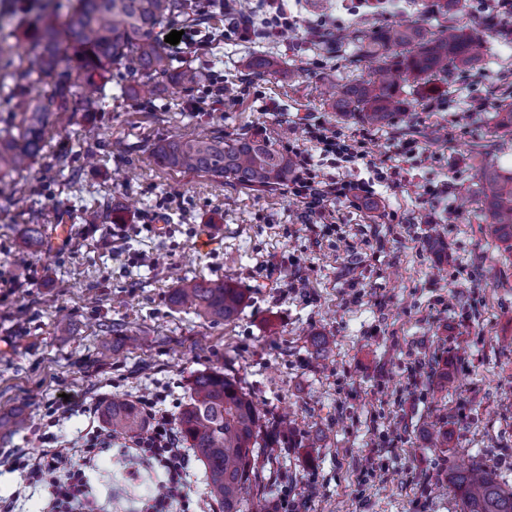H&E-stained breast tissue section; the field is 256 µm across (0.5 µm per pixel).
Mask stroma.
Wrapping results in <instances>:
<instances>
[{
  "instance_id": "1",
  "label": "stroma",
  "mask_w": 512,
  "mask_h": 512,
  "mask_svg": "<svg viewBox=\"0 0 512 512\" xmlns=\"http://www.w3.org/2000/svg\"><path fill=\"white\" fill-rule=\"evenodd\" d=\"M44 0H0V29L21 54ZM437 0H292L307 21L273 38L240 41L219 7L210 22L185 28L170 46L212 81L239 92L214 101L208 87L172 90L149 105L120 98L79 112L68 133L15 175L19 198L0 212V417L24 413L18 430H0V448L39 454L43 435L83 445L98 427L90 407L119 395L161 394L177 413L193 377L232 374L265 417L290 413L294 430L280 454L269 512H460L448 471L461 462L496 466L512 484V253L487 238L472 197L482 160L473 147L495 137V109L512 91V36L489 33L474 70L453 84H409L405 114L382 130L338 116L321 93L366 77L370 64L348 33L423 21L443 25ZM278 59V73L246 70L247 58ZM367 134L381 160L405 139L417 155L399 186L373 207L336 208V228L305 227L302 203L287 189L256 192L224 180L158 168L155 143L205 131L257 133L282 147L310 124ZM95 125L98 141L78 143ZM79 168L70 183L55 157ZM102 223H85L91 209ZM397 220H390V213ZM69 235L56 240L60 222ZM39 225L43 244L26 248ZM230 279L247 294L238 317L213 323L171 306L178 281ZM70 328L60 331V315ZM120 324L128 343L105 332ZM334 342L327 364L310 342ZM448 387H441V378ZM71 413L54 427L46 414L62 398ZM448 433L433 447L431 424ZM130 439L114 442L88 470L102 512H136L163 478L132 464ZM0 500L14 512H44V493L23 487L0 459Z\"/></svg>"
}]
</instances>
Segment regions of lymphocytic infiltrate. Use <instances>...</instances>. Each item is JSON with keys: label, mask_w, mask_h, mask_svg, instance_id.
Here are the masks:
<instances>
[{"label": "lymphocytic infiltrate", "mask_w": 512, "mask_h": 512, "mask_svg": "<svg viewBox=\"0 0 512 512\" xmlns=\"http://www.w3.org/2000/svg\"><path fill=\"white\" fill-rule=\"evenodd\" d=\"M256 11V16L232 19L229 32L246 41L259 28L265 33L275 34L304 23L303 18L289 13L288 0H257ZM305 134L318 150L319 159H326L335 168H354L367 157L361 140L346 136L334 126L323 123L311 125ZM287 152L294 161L288 189L303 203L302 221L306 224L328 223L336 204L357 206L376 199V184L397 182L401 171L399 163L382 160L371 163V178L335 179L325 175L317 164L318 159H312L298 143H290ZM141 406L151 428L136 440V459L159 464L165 472L161 491L149 498L145 512H169L175 503L185 510L189 506L186 492L189 455L180 445L169 412L159 407L157 399H143ZM111 442V433L97 429L81 448L52 447L35 457L20 451L10 452V466L27 483L43 487L47 512H89L92 489L85 466Z\"/></svg>", "instance_id": "1"}]
</instances>
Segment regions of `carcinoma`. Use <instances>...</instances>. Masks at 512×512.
<instances>
[{
    "label": "carcinoma",
    "mask_w": 512,
    "mask_h": 512,
    "mask_svg": "<svg viewBox=\"0 0 512 512\" xmlns=\"http://www.w3.org/2000/svg\"><path fill=\"white\" fill-rule=\"evenodd\" d=\"M45 8L19 62H0V73L27 89L13 104L19 124L0 128V211L14 204L4 178L30 167L46 146L51 128L63 131L77 100L80 111L99 110L100 84L112 71H124L121 93L137 103L152 101L168 82L196 88L208 74L189 61L175 62L158 29L167 24L195 26L209 17L197 13L193 0H68ZM361 56L378 63L376 76L346 85L335 95L338 111L362 123L384 127L409 105L402 97L408 78L431 83L448 81L457 69L475 66L483 57L487 31L453 23L434 32L420 23L399 25L353 36ZM272 56H253L246 67L257 76L277 70ZM50 87L43 101L39 90ZM497 126L512 136V103L499 102ZM160 169L202 174L246 189L273 190L288 183L292 161L256 136H173L152 151ZM480 198L488 235L512 250V173L482 168ZM173 305L191 309L212 322L235 319L245 304L242 290L224 279L184 278L171 297ZM110 431L139 435L147 428L138 404L114 397L100 407ZM264 417L250 395L222 371L201 372L176 416L180 437L201 461L208 496L224 512H266L274 495L276 460L272 441L264 439ZM459 495L461 512H512V486L493 469L473 463L448 472Z\"/></svg>",
    "instance_id": "1"
}]
</instances>
